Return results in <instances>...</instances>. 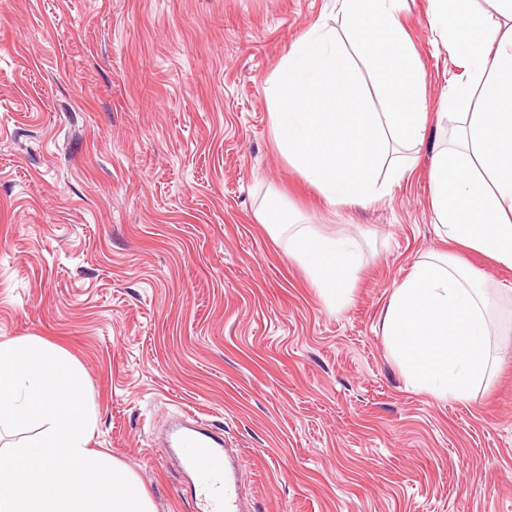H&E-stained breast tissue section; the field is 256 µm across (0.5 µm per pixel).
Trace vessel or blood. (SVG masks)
I'll return each mask as SVG.
<instances>
[{
    "label": "vessel or blood",
    "mask_w": 512,
    "mask_h": 512,
    "mask_svg": "<svg viewBox=\"0 0 512 512\" xmlns=\"http://www.w3.org/2000/svg\"><path fill=\"white\" fill-rule=\"evenodd\" d=\"M170 442L191 481L196 512H244L237 467L221 436L208 432L204 421L196 418L176 423Z\"/></svg>",
    "instance_id": "obj_1"
}]
</instances>
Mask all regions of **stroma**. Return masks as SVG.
I'll use <instances>...</instances> for the list:
<instances>
[{"instance_id": "1", "label": "stroma", "mask_w": 512, "mask_h": 512, "mask_svg": "<svg viewBox=\"0 0 512 512\" xmlns=\"http://www.w3.org/2000/svg\"><path fill=\"white\" fill-rule=\"evenodd\" d=\"M439 103L450 64L407 0ZM329 0H0V342L79 363L89 447L132 470L154 512H194L154 434L195 414L240 460L251 512H512V341L469 400L414 388L383 311L434 230L430 129L412 172L331 209L271 133L265 87ZM280 195L356 241L330 309L255 213ZM495 311L512 269L465 255Z\"/></svg>"}]
</instances>
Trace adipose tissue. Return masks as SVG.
Listing matches in <instances>:
<instances>
[{
	"label": "adipose tissue",
	"instance_id": "ef3b65f1",
	"mask_svg": "<svg viewBox=\"0 0 512 512\" xmlns=\"http://www.w3.org/2000/svg\"><path fill=\"white\" fill-rule=\"evenodd\" d=\"M346 29L326 18L289 48L267 81L273 137L290 167L331 207H364L386 196L412 169L390 159L425 139L426 71L402 21L404 0H336ZM453 73L436 125L457 137L433 156L431 206L441 240L512 269V0H426ZM371 62L388 96L377 110L362 90ZM287 233L288 255L325 302L345 306L359 265L352 242L303 225L277 197L257 215ZM381 331L408 380L436 397L464 401L486 377L490 336L512 337V317L493 319L484 288L453 256L417 261L394 290Z\"/></svg>",
	"mask_w": 512,
	"mask_h": 512
}]
</instances>
